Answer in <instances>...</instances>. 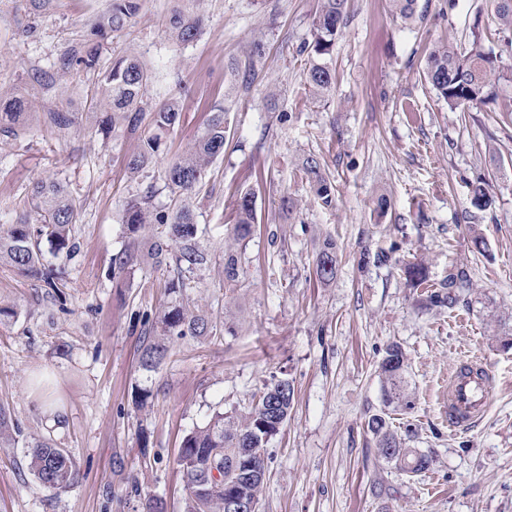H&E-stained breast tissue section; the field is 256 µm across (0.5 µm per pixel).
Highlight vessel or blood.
I'll return each mask as SVG.
<instances>
[{
	"label": "vessel or blood",
	"mask_w": 512,
	"mask_h": 512,
	"mask_svg": "<svg viewBox=\"0 0 512 512\" xmlns=\"http://www.w3.org/2000/svg\"><path fill=\"white\" fill-rule=\"evenodd\" d=\"M491 392V371L485 361L456 367L448 381V423L461 427L484 414Z\"/></svg>",
	"instance_id": "vessel-or-blood-1"
}]
</instances>
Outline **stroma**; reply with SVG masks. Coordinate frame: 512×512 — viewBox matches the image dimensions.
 <instances>
[{"mask_svg":"<svg viewBox=\"0 0 512 512\" xmlns=\"http://www.w3.org/2000/svg\"><path fill=\"white\" fill-rule=\"evenodd\" d=\"M112 0H0V100L29 107L14 134L0 133V225L30 213L34 185L56 181L78 209L79 250L65 260L59 290L0 266V406L22 430L0 447V512H186L174 463L183 437L218 412L243 413L255 393L285 378L294 387L288 421L266 449L259 512H512V82L496 102L449 111L423 77L425 43L471 46L473 23L496 28L494 0H417L414 19L387 0H350L327 56L329 95L305 85L318 0H140L121 31L102 21ZM202 20L188 44L168 36L173 10ZM108 60L132 54L153 73L135 131L102 124L97 77L60 60L86 40ZM51 76L30 80L32 69ZM177 100L181 120L139 173L126 159L151 136V114ZM226 110L228 140L191 195L174 193L169 165L204 131L213 106ZM70 112L66 133L48 111ZM287 120H280V113ZM315 155L335 180L336 206L313 202L300 159ZM486 179L492 204L477 210L468 185ZM256 193L252 237L226 226L234 202ZM149 194L156 210L189 206L211 256L184 288L172 272L112 260L138 244L122 221L126 202ZM291 197V215L280 209ZM390 207L378 215V198ZM335 239V280L319 283V240ZM482 247H475L474 237ZM382 264L360 265L363 251ZM239 256L237 287L224 285V253ZM424 265L431 284L448 270L472 286L455 308L430 304L411 287L405 261ZM202 310L218 326L206 338L168 339L157 369H142L147 321L172 303ZM407 356L413 406L393 420L409 445L429 454L410 478L377 451L367 427L382 413L379 363L386 346ZM482 357L493 376L487 412L449 429L448 374L463 355ZM148 390L145 402L135 395ZM73 456L70 489L45 488L27 468L36 438Z\"/></svg>","mask_w":512,"mask_h":512,"instance_id":"1","label":"stroma"}]
</instances>
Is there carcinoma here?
Masks as SVG:
<instances>
[{
	"label": "carcinoma",
	"instance_id": "carcinoma-1",
	"mask_svg": "<svg viewBox=\"0 0 512 512\" xmlns=\"http://www.w3.org/2000/svg\"><path fill=\"white\" fill-rule=\"evenodd\" d=\"M416 0H389L392 12L409 19L415 14ZM138 0H112L109 22L112 31L122 30L126 20L138 12ZM349 0H319L314 26L316 30L310 53L311 61L306 72V84L311 93L325 96L336 82V73L324 62L332 53L342 26L345 24ZM497 28L489 30L476 22L470 29L471 49H463L449 43L434 44L427 48L423 74L448 108L453 112H469L471 108L496 101L501 80L506 78L500 60L493 52L481 49L483 42L492 37L509 39L512 44V3L497 0ZM200 29V19L179 11L170 19L173 38L186 44L195 40ZM97 73L102 94L112 112V132L133 128L138 123L139 104L152 80V73L138 59L131 56L116 57L112 64L100 68V53L94 48L82 47L61 59L62 67L73 65ZM25 102L13 98L0 101V132L11 134L24 113ZM181 110L175 100H169L153 112L154 134L148 137L139 152L129 156L126 167L135 173L141 170L158 150L163 135L179 124ZM49 123L59 132L73 123L68 112L49 111ZM227 141L224 109H215L207 127L191 150L175 160L167 170V180L173 189L182 193L192 192L202 180L208 166L221 154ZM300 170L310 183L314 198L324 209L336 204V185L322 169L319 159L311 154L302 158ZM471 202L478 209L491 205L486 182L470 184ZM31 210L36 222L28 218L0 232V263L8 264L20 273L33 277L48 288L56 287V273L43 263L42 241H47L55 255L73 256L78 250L74 227L78 212L68 198L64 186L58 182H40L32 192ZM234 224L230 234L237 241L248 238L257 221L255 193L249 191L236 198ZM123 223L131 234H136L146 224L164 227L163 233L152 243L151 258L157 267L175 265L178 278L171 282L170 290L184 286L183 274L204 268L208 254L199 245L197 225L187 209L170 216L151 206L150 196H138L126 202ZM239 258L224 252L225 282L233 284L238 278ZM339 259L336 241L323 239L316 254L315 275L319 282L329 283L336 278ZM409 282L416 288L427 285L424 266L409 263L405 266ZM470 286V279L462 268L448 269V280L439 289L430 292L428 300L440 307L453 308L463 289ZM217 333L205 316L195 314L181 305H173L156 321V329L145 331L140 354V365L146 371L156 369L167 357L166 336H211ZM407 358L401 346L389 344L381 362V392L383 405L394 411L412 408V390L407 379ZM274 399L276 423L284 425L294 399V388L287 379H278L265 385L251 407L239 416L216 414L210 422L184 436L175 459L178 472L189 495L187 512H224V487L235 484L237 473L232 462L247 458L260 478L248 485L250 495L259 498L264 483L266 467L262 448L278 430L267 431L264 408ZM368 429L376 440L381 456L393 463L404 474L413 477L428 470L430 457L418 448L407 446L406 439L398 436L380 414L368 420ZM20 433L9 411L0 406V447L7 448ZM30 470L41 485L64 491L76 480L77 469L72 455L57 446L53 440L40 438L35 441Z\"/></svg>",
	"mask_w": 512,
	"mask_h": 512
}]
</instances>
